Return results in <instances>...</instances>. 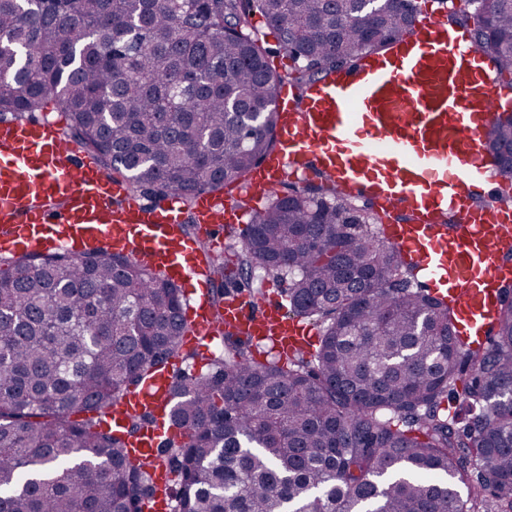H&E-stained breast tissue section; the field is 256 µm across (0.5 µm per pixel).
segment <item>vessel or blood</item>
<instances>
[{"label":"vessel or blood","mask_w":512,"mask_h":512,"mask_svg":"<svg viewBox=\"0 0 512 512\" xmlns=\"http://www.w3.org/2000/svg\"><path fill=\"white\" fill-rule=\"evenodd\" d=\"M511 109L512 89L499 82L468 32L422 20L390 57L360 59L315 83L302 103L278 90V145L250 174L249 186L263 196L285 175L321 174L346 195L370 197L392 217L382 227L386 241L422 285L453 299L457 334L480 339L496 313L499 287L512 282V209L476 204L485 186L503 181L486 164L480 132L494 113ZM192 211L189 235L180 198L141 202L67 142L56 123H0L1 255L80 256L96 246L191 286L188 346H203L230 326L271 341L283 356L307 349L309 327L288 318L275 299L239 293L220 308L210 302L216 268L198 242L221 243L240 210L231 197L203 193ZM450 216L457 232L445 226ZM172 382L170 373L156 375L106 417L117 428L134 414L154 413L156 427L132 440L142 461L152 460L165 430Z\"/></svg>","instance_id":"vessel-or-blood-1"}]
</instances>
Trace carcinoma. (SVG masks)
<instances>
[{"instance_id":"1","label":"carcinoma","mask_w":512,"mask_h":512,"mask_svg":"<svg viewBox=\"0 0 512 512\" xmlns=\"http://www.w3.org/2000/svg\"><path fill=\"white\" fill-rule=\"evenodd\" d=\"M448 2V27L511 76L512 0ZM254 13L291 70L269 65ZM417 14V0H0V114L59 112L66 137L132 192L190 204L273 148L281 85L304 98ZM481 138L512 176V116ZM318 179L270 196L224 274L254 297L288 281L290 312L322 325L315 352L259 359L224 331L207 372L174 377L168 421L187 440L148 464L128 438L154 421L115 432L102 414L169 360L196 357L182 287L98 249L0 258V512H144L154 470L174 475L172 512H512L509 285L489 345L463 341L452 300L414 288L373 231L371 202Z\"/></svg>"}]
</instances>
